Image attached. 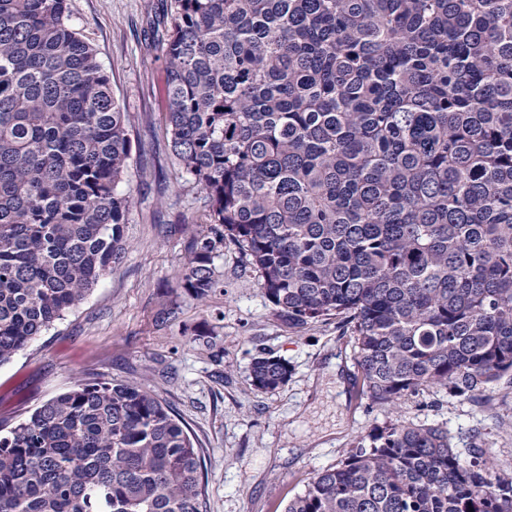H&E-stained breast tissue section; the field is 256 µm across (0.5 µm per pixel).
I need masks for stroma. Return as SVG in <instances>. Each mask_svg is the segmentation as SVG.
I'll return each mask as SVG.
<instances>
[{"mask_svg":"<svg viewBox=\"0 0 512 512\" xmlns=\"http://www.w3.org/2000/svg\"><path fill=\"white\" fill-rule=\"evenodd\" d=\"M170 0H67L71 22L96 49L112 90L143 120L120 192L131 205L127 251L84 302L0 366V427L10 428L80 378L148 380L205 452L207 512H284L288 502L356 439L401 414L442 424L462 463L483 452L493 472L512 477V379L488 395L454 398L428 389L399 411L369 408L349 331L335 322L289 328L236 246L215 260L221 291L198 301L177 288L181 227L207 208L163 138L167 110L162 33L153 22ZM177 300L175 320L156 314ZM285 358L291 375L271 393L250 378L253 356Z\"/></svg>","mask_w":512,"mask_h":512,"instance_id":"35a3bbf8","label":"stroma"}]
</instances>
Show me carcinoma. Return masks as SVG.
<instances>
[{"label":"carcinoma","instance_id":"cac0c4a2","mask_svg":"<svg viewBox=\"0 0 512 512\" xmlns=\"http://www.w3.org/2000/svg\"><path fill=\"white\" fill-rule=\"evenodd\" d=\"M165 135L208 213L177 287L237 246L294 328L350 331L362 392L512 377V0H174ZM125 110L67 0H0V365L126 252ZM291 367L264 351L252 385ZM201 449L138 384L77 380L0 432V512H207ZM285 512H512L440 425L360 435Z\"/></svg>","mask_w":512,"mask_h":512}]
</instances>
